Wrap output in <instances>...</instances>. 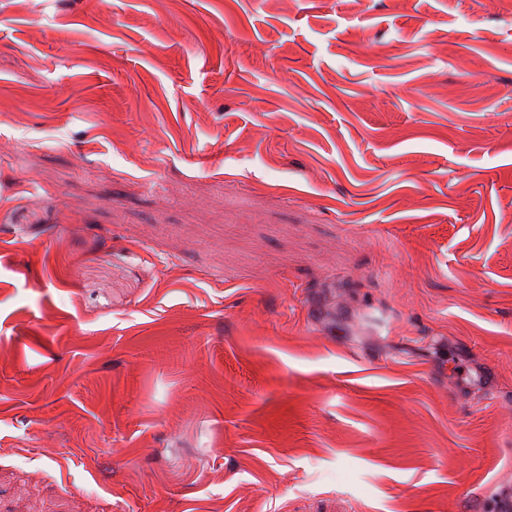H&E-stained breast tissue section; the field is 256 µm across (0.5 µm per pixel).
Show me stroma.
Listing matches in <instances>:
<instances>
[{"instance_id": "35a3bbf8", "label": "stroma", "mask_w": 512, "mask_h": 512, "mask_svg": "<svg viewBox=\"0 0 512 512\" xmlns=\"http://www.w3.org/2000/svg\"><path fill=\"white\" fill-rule=\"evenodd\" d=\"M512 11L0 0V512H495Z\"/></svg>"}]
</instances>
